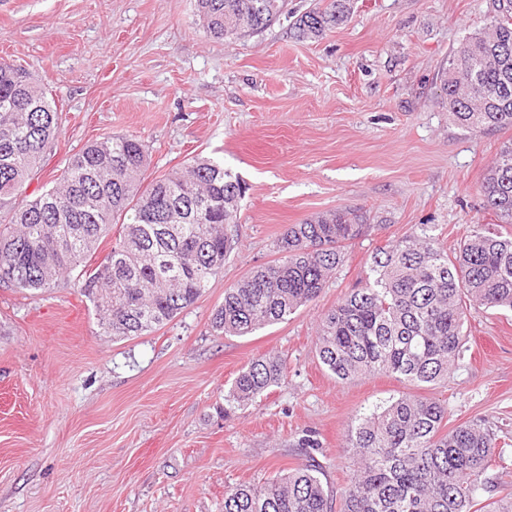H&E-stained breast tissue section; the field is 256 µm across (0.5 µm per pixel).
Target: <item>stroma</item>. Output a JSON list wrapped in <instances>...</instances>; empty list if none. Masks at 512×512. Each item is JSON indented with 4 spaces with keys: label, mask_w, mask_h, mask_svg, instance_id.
Here are the masks:
<instances>
[{
    "label": "stroma",
    "mask_w": 512,
    "mask_h": 512,
    "mask_svg": "<svg viewBox=\"0 0 512 512\" xmlns=\"http://www.w3.org/2000/svg\"><path fill=\"white\" fill-rule=\"evenodd\" d=\"M315 0L239 39L206 37L195 0H0V60L28 69L61 115L30 191L55 185L87 143L133 134L145 180L195 158L246 184L237 248L206 293L147 336L103 333L81 270L47 291L0 286V512H221L225 491L263 485L320 442L344 492L345 433L405 394L448 404L512 440V313L474 307L447 382L336 379L320 362V319L371 274L376 249L427 229L454 250L475 225L502 234L478 188L512 128L475 136L441 102L439 72L491 0H354L317 41L292 37ZM336 210L363 215L320 296L247 336L216 332L224 290L276 259L284 228ZM278 354L288 379L244 407L224 396L253 358Z\"/></svg>",
    "instance_id": "stroma-1"
}]
</instances>
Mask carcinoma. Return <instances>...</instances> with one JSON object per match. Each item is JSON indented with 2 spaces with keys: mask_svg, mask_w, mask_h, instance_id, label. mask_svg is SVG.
Here are the masks:
<instances>
[{
  "mask_svg": "<svg viewBox=\"0 0 512 512\" xmlns=\"http://www.w3.org/2000/svg\"><path fill=\"white\" fill-rule=\"evenodd\" d=\"M489 26L465 36L441 73L444 103L477 134L512 127V0H494ZM204 33L237 39L269 26L284 0H195ZM351 0H328L290 27L297 40H318L345 23ZM58 110L26 69L0 61V285L45 290L80 266L109 225H121L105 259L84 271L81 293L100 328L116 338L148 335L193 305L237 247L235 227L246 187L224 162L199 158L144 183L147 151L135 135L83 147L56 185L26 190L52 147ZM499 224H512V140L502 144L479 188ZM367 225L337 211L290 224L280 257L224 290L212 326L226 335L288 320L317 299ZM372 277L321 318L320 362L339 380L387 373L418 386L447 380L465 345L467 307L512 312V234L474 230L453 255L421 229L376 251ZM288 378L279 356L251 360L224 395L244 406ZM303 458L288 473L224 493L222 512H335L303 437ZM353 463L342 512H512V495L494 493L512 475L492 428L448 425V406L401 396L348 427ZM494 471L489 475L488 471Z\"/></svg>",
  "mask_w": 512,
  "mask_h": 512,
  "instance_id": "cac0c4a2",
  "label": "carcinoma"
}]
</instances>
